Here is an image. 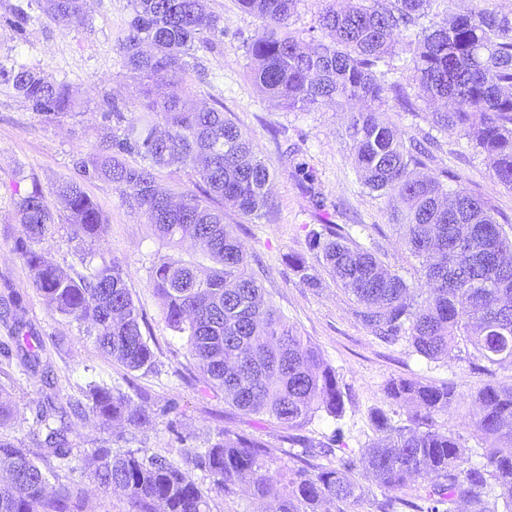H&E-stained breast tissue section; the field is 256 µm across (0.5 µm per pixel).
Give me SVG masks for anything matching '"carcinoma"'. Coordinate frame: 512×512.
<instances>
[{
  "mask_svg": "<svg viewBox=\"0 0 512 512\" xmlns=\"http://www.w3.org/2000/svg\"><path fill=\"white\" fill-rule=\"evenodd\" d=\"M260 20L246 44L258 61L253 80L259 90L291 110L309 112L342 98L359 99L364 109L350 113L346 135L352 143L362 184L384 197L397 230L431 285L423 303L411 297L405 279L390 270L348 228L327 222L306 235L309 251L356 305L355 315L384 339L407 338L427 359L446 357L460 337L489 365L512 361V238L496 221L488 201L461 186L450 190L442 177L421 172L425 152L403 142L380 116L389 94L402 87L384 76L408 74L418 96L440 100L431 113L439 129L459 132L483 153L494 177L512 186V14L480 0L470 11L446 22L429 16L432 0H355L342 9L325 0L318 25L330 41L290 29L302 0H237ZM133 16L120 44L124 66L146 80L147 103L139 116L112 140L103 158L79 162L87 180H109L170 244L188 237L206 250L213 266L182 258L155 266L152 285L165 322L186 338L206 387L224 393V402L247 416H261L297 428L323 413H344L336 373L296 326L272 304L248 272L242 244L224 223V210L261 218L271 209L273 171L251 139L222 110L188 111L176 93L186 58L224 32L223 17L207 0H133ZM60 18L81 17L83 0H45ZM406 33L407 57L396 52L395 33ZM32 110L50 118L74 107L69 90L20 68L3 75ZM143 163L133 165L127 156ZM174 162L194 167L200 195L178 202L161 188L154 171ZM73 235L101 238L104 217L97 203L74 182H60ZM220 200L222 206L213 202ZM20 231L14 251L29 268L32 284L48 308L86 325L98 350L129 371L153 368L154 352L142 331L139 313L116 261L89 265L77 279L64 275L34 245L55 233L57 224L43 191L33 187L15 201ZM18 296L3 302V317L22 326ZM41 342L27 336L18 344L20 364L32 373L40 366ZM385 394L394 403L414 404L425 416L395 425L384 412L372 414L376 441L364 458L339 457L334 466L304 462L279 483L276 458L261 442L224 429L208 446L189 452L192 469L206 472L211 490L227 495L239 487L264 498L277 493L275 512H349L376 487V512L413 508L414 481L434 476L424 488L427 512H512V387L486 383L474 395L479 407L473 423L485 445L480 461L462 435L434 428L431 416L461 405L448 385L392 378ZM88 403L73 414L90 415L107 430L114 421L134 434L151 422L150 413L127 393L106 384L89 385ZM68 411L47 396L35 407L29 436L32 447L0 437V512H81L78 497L59 480L58 469L81 470L100 490L123 494L129 512H210V497L191 469L148 454L145 448L121 454L97 448L72 454Z\"/></svg>",
  "mask_w": 512,
  "mask_h": 512,
  "instance_id": "1",
  "label": "carcinoma"
}]
</instances>
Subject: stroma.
<instances>
[{
    "label": "stroma",
    "instance_id": "stroma-1",
    "mask_svg": "<svg viewBox=\"0 0 512 512\" xmlns=\"http://www.w3.org/2000/svg\"><path fill=\"white\" fill-rule=\"evenodd\" d=\"M224 18V32L211 45L198 49L184 76L182 92L188 107L224 108L252 140L272 167L274 206L261 219L225 211L224 221L240 239L249 266L260 280L267 300L280 309L332 366L344 393L341 419L314 420L298 429L269 419L246 416L224 402L223 393L206 389L194 368L182 337L164 321L150 282L155 265L169 257L209 259L192 241L175 248L158 238L151 225L109 181H85L78 159L102 153L107 140L120 134L122 120L137 116L145 87L122 64L119 43L132 14L131 0H86L78 23L56 19L43 9V0H0V71L23 66L50 82L67 85L74 108L52 119L33 112L30 103L10 85L0 82V297L19 296L26 332L44 344L42 364L51 369L59 402L79 400L89 383H107L131 395L140 394L153 417L151 426L125 440L121 424L100 429L94 419L72 423L70 440L76 453L100 447L122 452L144 448L169 461L182 462L187 450L206 447L223 429L254 437L272 449L282 467H297L307 458L306 445L329 441L342 432L346 454L362 457L376 440L371 413L381 409L401 425L412 411L392 403L383 388L389 379L418 378L453 387L457 397L469 398L486 382L512 386V363L495 366L493 375L478 371L475 352L459 342L448 358L429 360L406 340L386 343L353 315L354 304L330 276L312 288L290 264L307 256L308 225L331 220L354 227L355 238L377 250L385 264L423 300L429 285L418 260L411 257L392 226L384 199L369 193L356 173L351 143L345 134L347 112L333 107L299 112L262 95L251 79L255 66L245 45L258 19L242 11L237 0H208ZM387 82L405 87V100L388 99L384 119L404 140L436 145L426 171L456 173L468 191L486 199L499 217L512 222V186L498 182L485 156L470 148L455 131L433 127L432 107L417 98L402 73ZM306 162L314 171L313 184L301 183L294 165ZM61 181L82 184L105 217L100 243L81 242L60 228L41 242V250L71 276L84 273L86 253L118 261L146 325L143 334L154 354L151 370L130 371L104 357L78 322L47 307L32 286L24 261L13 250L19 223L13 201L39 187L55 214L65 211L52 193ZM0 387L6 388L20 410L19 419L0 427V436L26 442L28 422L44 385L40 375L19 372L18 357L0 355ZM61 483L81 495L83 512H128L126 497L102 492L78 470H62Z\"/></svg>",
    "mask_w": 512,
    "mask_h": 512
}]
</instances>
